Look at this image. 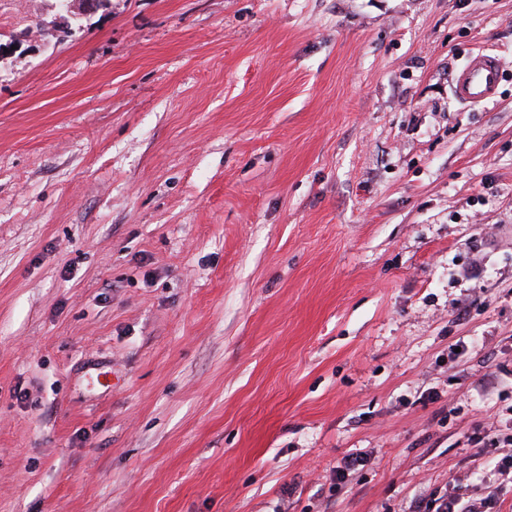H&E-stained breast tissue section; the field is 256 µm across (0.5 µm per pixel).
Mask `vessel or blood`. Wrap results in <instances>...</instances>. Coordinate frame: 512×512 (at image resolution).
Masks as SVG:
<instances>
[{"instance_id": "b4317fda", "label": "vessel or blood", "mask_w": 512, "mask_h": 512, "mask_svg": "<svg viewBox=\"0 0 512 512\" xmlns=\"http://www.w3.org/2000/svg\"><path fill=\"white\" fill-rule=\"evenodd\" d=\"M503 64L499 56L487 51L471 54L450 79V93L462 107L472 108L492 99L502 79Z\"/></svg>"}]
</instances>
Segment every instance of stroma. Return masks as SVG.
<instances>
[{
	"mask_svg": "<svg viewBox=\"0 0 512 512\" xmlns=\"http://www.w3.org/2000/svg\"><path fill=\"white\" fill-rule=\"evenodd\" d=\"M23 36L0 512H512V0H0ZM503 64L499 56L487 51L471 54L450 79V93L463 108L479 106L492 99L502 79Z\"/></svg>",
	"mask_w": 512,
	"mask_h": 512,
	"instance_id": "1",
	"label": "stroma"
}]
</instances>
